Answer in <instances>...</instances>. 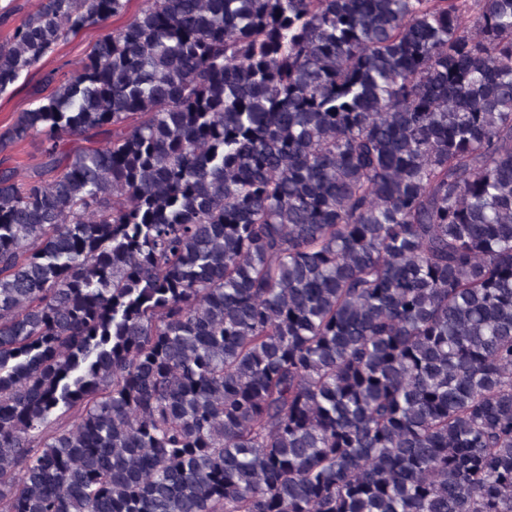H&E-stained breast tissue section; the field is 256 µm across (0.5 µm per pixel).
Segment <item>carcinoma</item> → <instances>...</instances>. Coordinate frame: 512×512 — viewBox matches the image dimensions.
<instances>
[{"instance_id": "cac0c4a2", "label": "carcinoma", "mask_w": 512, "mask_h": 512, "mask_svg": "<svg viewBox=\"0 0 512 512\" xmlns=\"http://www.w3.org/2000/svg\"><path fill=\"white\" fill-rule=\"evenodd\" d=\"M129 3L38 0L0 93ZM46 82L0 512H512V0H142Z\"/></svg>"}]
</instances>
